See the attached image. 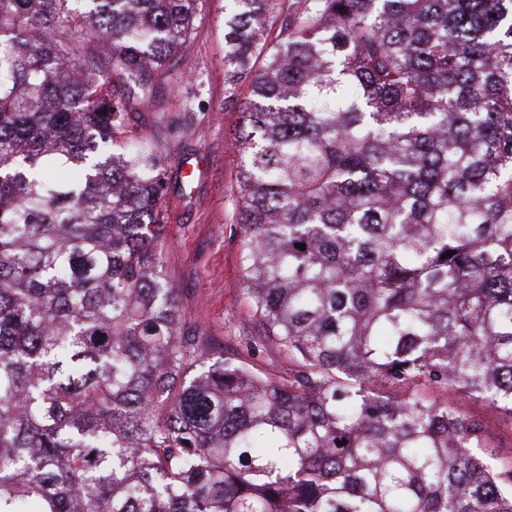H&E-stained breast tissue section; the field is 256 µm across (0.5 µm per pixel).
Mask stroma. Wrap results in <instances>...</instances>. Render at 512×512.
Segmentation results:
<instances>
[{
  "label": "stroma",
  "mask_w": 512,
  "mask_h": 512,
  "mask_svg": "<svg viewBox=\"0 0 512 512\" xmlns=\"http://www.w3.org/2000/svg\"><path fill=\"white\" fill-rule=\"evenodd\" d=\"M232 7V0H199L188 50L172 57L168 75L159 77L141 131L179 174L163 201L162 277L176 288L186 318L225 356L280 378L288 361L276 348H249L258 329L239 260V157L230 141L240 108L224 100V20ZM462 409L495 436L503 462L512 461V420L478 401L463 402Z\"/></svg>",
  "instance_id": "35a3bbf8"
}]
</instances>
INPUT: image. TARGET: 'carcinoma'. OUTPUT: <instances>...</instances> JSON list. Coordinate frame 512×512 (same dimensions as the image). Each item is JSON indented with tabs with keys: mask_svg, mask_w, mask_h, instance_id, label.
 Here are the masks:
<instances>
[{
	"mask_svg": "<svg viewBox=\"0 0 512 512\" xmlns=\"http://www.w3.org/2000/svg\"><path fill=\"white\" fill-rule=\"evenodd\" d=\"M234 2L240 263L282 379L158 273L139 123L198 0H0V512H512L458 405L512 418V0Z\"/></svg>",
	"mask_w": 512,
	"mask_h": 512,
	"instance_id": "1",
	"label": "carcinoma"
}]
</instances>
